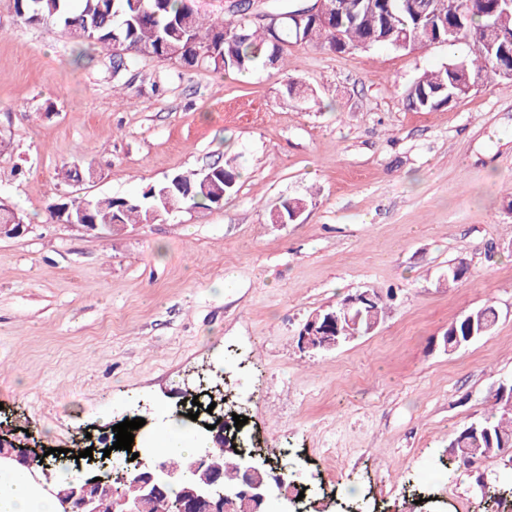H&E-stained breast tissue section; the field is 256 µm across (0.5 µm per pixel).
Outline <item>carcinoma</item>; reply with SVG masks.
Returning a JSON list of instances; mask_svg holds the SVG:
<instances>
[{
	"mask_svg": "<svg viewBox=\"0 0 512 512\" xmlns=\"http://www.w3.org/2000/svg\"><path fill=\"white\" fill-rule=\"evenodd\" d=\"M15 14L26 23H55L78 45L93 44L103 51L118 46L125 55L112 56V68L137 63L142 58L174 61L184 67L205 66L224 72L246 73L258 67L280 69L283 53L290 44H317L340 53L388 46L412 50L427 40L425 28L409 13L406 0H367L369 7L356 20L331 17L328 23L309 22L301 33L283 24L278 38L270 37L266 25H256L244 15L211 18L201 14L195 0H11ZM499 0H448L445 19L433 21L441 35L451 30L446 46L464 47L449 55L448 63L425 72L405 89L410 108L437 111L451 102V96H465L462 87L483 75L499 79L498 70L512 66V42L489 40V29L497 28L512 37V8L498 7ZM239 174L222 165L204 172L176 174L142 198L96 197L81 206L73 202L50 208L53 218L70 209L84 224H110L120 230L127 224H149L166 213L165 203L180 206L218 205L235 190ZM372 304L360 321L358 335H366L369 322L384 319L393 292L367 289ZM498 312L491 303L474 308L453 322L448 337L463 339L470 334L481 339L493 334ZM512 448V413L476 420L462 428L451 447L462 464L475 457H496L504 447ZM211 464L222 473L221 483H237L239 458L217 455ZM173 485L147 497L142 512H176L184 500L185 487L171 494Z\"/></svg>",
	"mask_w": 512,
	"mask_h": 512,
	"instance_id": "carcinoma-1",
	"label": "carcinoma"
}]
</instances>
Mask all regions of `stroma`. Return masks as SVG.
Returning a JSON list of instances; mask_svg holds the SVG:
<instances>
[{
  "mask_svg": "<svg viewBox=\"0 0 512 512\" xmlns=\"http://www.w3.org/2000/svg\"><path fill=\"white\" fill-rule=\"evenodd\" d=\"M284 55L286 70L243 78L155 59L116 75L97 46L0 0V204L27 223L0 237V428L70 449L135 417L160 438L206 372L260 447L339 494L410 512L405 487L422 484L445 512H479L483 487H512V465H463L449 443L512 378V84L416 112L403 91L447 63L444 46ZM289 80L313 100L284 102ZM72 162L92 176L58 178ZM214 164L240 173L217 206L112 234L49 216ZM291 198L303 214L275 223ZM366 287L397 294L378 328L299 348L310 313ZM488 302L493 335L446 351L449 325Z\"/></svg>",
  "mask_w": 512,
  "mask_h": 512,
  "instance_id": "stroma-1",
  "label": "stroma"
}]
</instances>
